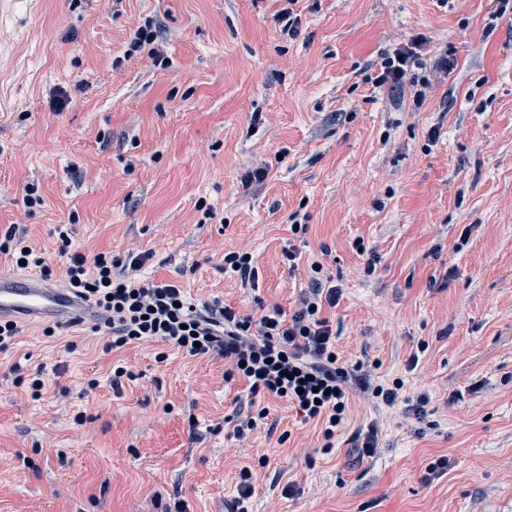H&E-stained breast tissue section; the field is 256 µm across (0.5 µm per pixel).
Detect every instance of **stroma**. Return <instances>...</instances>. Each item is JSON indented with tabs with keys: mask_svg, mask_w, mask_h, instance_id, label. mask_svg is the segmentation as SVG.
<instances>
[{
	"mask_svg": "<svg viewBox=\"0 0 512 512\" xmlns=\"http://www.w3.org/2000/svg\"><path fill=\"white\" fill-rule=\"evenodd\" d=\"M502 0H18L0 21V232L46 265L87 255L243 315L293 314L320 262L336 355L394 405L351 394L334 438L287 401L244 438L247 384L153 341L24 323L0 351V512H512V11ZM300 18L297 36L276 21ZM153 49L131 51L146 21ZM427 39L454 63L422 105L368 78ZM263 180H255L257 170ZM44 199L29 210L23 188ZM304 230L293 233L292 225ZM299 257L288 264L287 248ZM252 256L254 286L225 272ZM42 372L32 397L9 380ZM130 373L121 394L113 364ZM427 395V414H408ZM376 425L357 458L351 433ZM448 465L432 471L438 458Z\"/></svg>",
	"mask_w": 512,
	"mask_h": 512,
	"instance_id": "1",
	"label": "stroma"
}]
</instances>
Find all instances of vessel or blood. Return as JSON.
<instances>
[{
	"instance_id": "b4317fda",
	"label": "vessel or blood",
	"mask_w": 512,
	"mask_h": 512,
	"mask_svg": "<svg viewBox=\"0 0 512 512\" xmlns=\"http://www.w3.org/2000/svg\"><path fill=\"white\" fill-rule=\"evenodd\" d=\"M31 320L55 324L94 325L96 308L70 289L49 284L33 272L0 269V321Z\"/></svg>"
}]
</instances>
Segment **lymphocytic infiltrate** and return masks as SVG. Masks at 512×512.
Returning <instances> with one entry per match:
<instances>
[{
	"mask_svg": "<svg viewBox=\"0 0 512 512\" xmlns=\"http://www.w3.org/2000/svg\"><path fill=\"white\" fill-rule=\"evenodd\" d=\"M422 43L417 36L386 54L371 79L375 88L395 90L412 82L414 102L422 104L427 89L453 67L443 52L434 58L426 75L411 77ZM57 233L60 251L67 258L69 288L106 315L105 352L140 341H160L192 357H222L225 381L240 378L247 383V402L241 405L233 427L236 437L256 428L253 407L260 396L286 400L304 420L323 422L328 438L344 418L350 393L388 405L398 397L396 389L373 384L362 365L339 364L336 333L323 314L325 308L336 306L339 290L323 281L319 264L311 266L314 278L296 312L288 316L274 306L255 318L240 315L216 300L196 303L179 284L142 276L146 255L131 254L122 260L101 252L89 257L72 250L67 227H58Z\"/></svg>",
	"mask_w": 512,
	"mask_h": 512,
	"instance_id": "1",
	"label": "lymphocytic infiltrate"
}]
</instances>
